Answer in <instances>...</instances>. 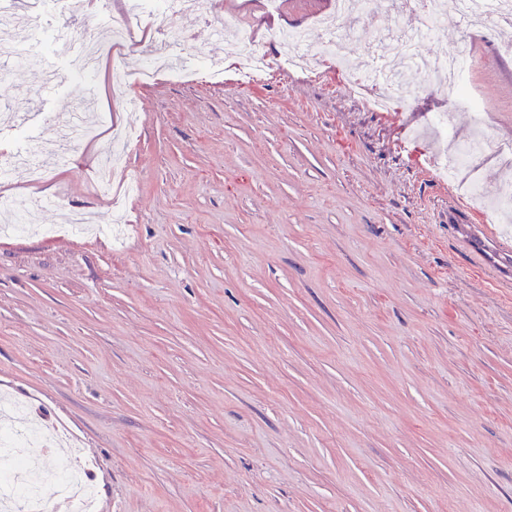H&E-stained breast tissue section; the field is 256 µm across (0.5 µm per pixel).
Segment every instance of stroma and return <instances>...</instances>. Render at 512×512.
<instances>
[{
	"label": "stroma",
	"instance_id": "35a3bbf8",
	"mask_svg": "<svg viewBox=\"0 0 512 512\" xmlns=\"http://www.w3.org/2000/svg\"><path fill=\"white\" fill-rule=\"evenodd\" d=\"M403 0L347 31L327 54L333 0H210L173 18L185 77L127 91L158 37L104 56L70 80L84 19L108 8L46 0L48 45L0 57V152L42 146L46 179L0 177L16 234L0 238V413L24 404L44 431L66 426L96 462L112 512H512V236L499 266L472 263L473 227L448 221L466 199L440 162L434 127L459 138L472 114L411 72L409 103L376 111L343 80L377 39L407 28ZM252 32L271 65L274 32H304L308 68L239 86L237 64L205 82L198 50ZM70 38L64 51L51 40ZM493 21L462 24L455 5L419 45L467 50L465 76L485 133L512 142V57ZM93 100L95 139L61 146L76 103ZM131 127L125 222L92 182L101 144ZM42 206L28 219L25 202ZM93 212L91 237L62 232Z\"/></svg>",
	"mask_w": 512,
	"mask_h": 512
}]
</instances>
